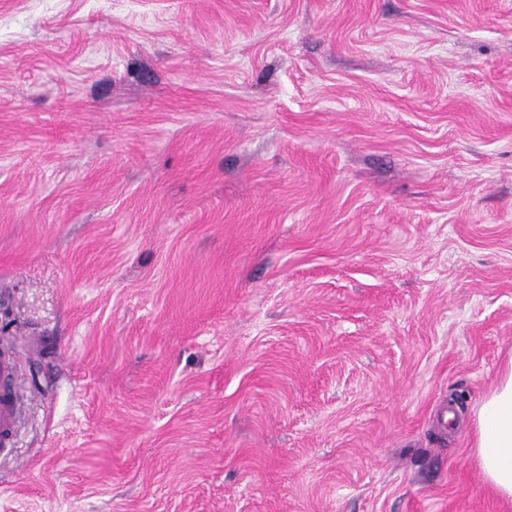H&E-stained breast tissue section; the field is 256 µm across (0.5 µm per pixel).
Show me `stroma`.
<instances>
[{
  "label": "stroma",
  "instance_id": "obj_1",
  "mask_svg": "<svg viewBox=\"0 0 512 512\" xmlns=\"http://www.w3.org/2000/svg\"><path fill=\"white\" fill-rule=\"evenodd\" d=\"M0 352V512H512V0H0ZM16 370L14 358L7 353L0 354V447L2 449L10 448L12 445L18 422L24 412V398L9 387ZM473 423L477 467L490 490L512 502V356L480 401Z\"/></svg>",
  "mask_w": 512,
  "mask_h": 512
}]
</instances>
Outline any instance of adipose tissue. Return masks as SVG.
Wrapping results in <instances>:
<instances>
[{
  "label": "adipose tissue",
  "mask_w": 512,
  "mask_h": 512,
  "mask_svg": "<svg viewBox=\"0 0 512 512\" xmlns=\"http://www.w3.org/2000/svg\"><path fill=\"white\" fill-rule=\"evenodd\" d=\"M472 444L477 467L490 490L512 502V359L475 411Z\"/></svg>",
  "instance_id": "ef3b65f1"
}]
</instances>
